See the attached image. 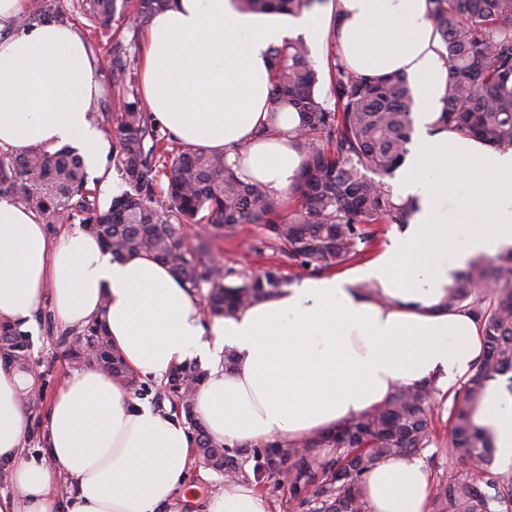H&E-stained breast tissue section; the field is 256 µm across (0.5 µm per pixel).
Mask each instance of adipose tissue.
<instances>
[{
	"label": "adipose tissue",
	"instance_id": "1",
	"mask_svg": "<svg viewBox=\"0 0 512 512\" xmlns=\"http://www.w3.org/2000/svg\"><path fill=\"white\" fill-rule=\"evenodd\" d=\"M28 0H0V147L50 152L70 145L94 164L112 149L89 110L97 65L69 26L16 27ZM300 39L316 63L331 52L369 75L399 73L414 94V133L394 197L418 207L384 247L341 273L313 275L234 315L205 320L186 284L145 255H112L79 225L48 237L36 215L0 199V322L30 331L51 308L61 330L102 323L128 367L164 383L191 360L208 372L194 397L207 434L228 447L290 443L334 431L382 404L396 387L454 393L483 351L478 318L444 305L470 262L512 248V148L495 150L438 125L448 90L443 46L427 0H330L296 14L252 13L237 0H174L146 32L143 97L183 146L239 158L279 199L303 157L284 110L261 137L271 105L270 55ZM466 224V240L457 237ZM236 365L225 369L224 353ZM35 376L0 365V469L14 486L0 512H56L54 488L76 492L67 512H181L194 462L177 413L133 396L89 366L70 372L47 416L45 452L25 454L30 412L21 389ZM512 463V392L487 381L474 412ZM368 512H430L423 461L387 458L363 483ZM202 512H272L249 480L225 484Z\"/></svg>",
	"mask_w": 512,
	"mask_h": 512
}]
</instances>
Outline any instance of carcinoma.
<instances>
[{
    "mask_svg": "<svg viewBox=\"0 0 512 512\" xmlns=\"http://www.w3.org/2000/svg\"><path fill=\"white\" fill-rule=\"evenodd\" d=\"M172 0H136L138 26H147ZM246 11L294 13L311 0H240ZM428 14L445 48L448 93L439 122L494 149L512 148V0H427ZM82 13L108 31L118 0H78ZM273 101L299 112L297 142L303 155L291 192L301 207L288 215L257 184L242 179L239 165L184 147L170 157L151 113L145 111L127 62L112 59V84L126 97L107 117L112 125L113 163L130 190L100 210L89 199L82 158L64 147L0 154V197L34 212L52 228L61 215L80 221L115 256L151 255L165 262L196 293L206 291L209 313L230 316L287 283L280 269L240 276L204 260L205 241L243 224L264 230L268 247L301 272L321 274L361 256L377 224H406L414 207L397 202L383 182L402 163L413 134L414 99L401 76H372L354 70L340 55L328 58L330 100L316 95L319 73L303 42L271 55ZM167 168L165 198L157 193L160 167ZM380 179L373 178V175ZM206 223L207 233L188 240L187 228ZM445 306L467 307L481 321L484 356L454 397L448 417L450 454L467 466L451 471L436 495L438 512H512V476L494 473V448L473 414L491 372L512 371V249L479 259L457 275ZM77 365H97L132 387L137 382L103 325L94 322L60 340ZM30 336L0 325V361L29 373ZM205 378L184 364L169 374L157 399L180 406L193 445L211 466L233 480L237 464L213 442L194 411L193 397ZM435 388L401 386L380 407L344 422L326 436L298 443L272 440L254 457L290 461L289 489L301 512H366L362 484L379 461L415 454L434 442L431 428ZM317 448L336 455L320 459Z\"/></svg>",
    "mask_w": 512,
    "mask_h": 512,
    "instance_id": "cac0c4a2",
    "label": "carcinoma"
}]
</instances>
